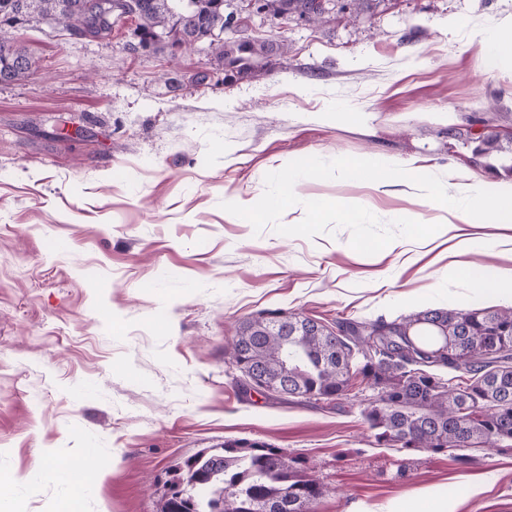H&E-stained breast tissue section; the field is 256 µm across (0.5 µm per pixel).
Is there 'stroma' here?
Masks as SVG:
<instances>
[{"label": "stroma", "instance_id": "1", "mask_svg": "<svg viewBox=\"0 0 512 512\" xmlns=\"http://www.w3.org/2000/svg\"><path fill=\"white\" fill-rule=\"evenodd\" d=\"M512 0H381L323 21L252 17L285 42L253 75L225 81L201 42L132 49L134 17L83 38L50 20L18 27L32 61L0 82V512H161L173 469L228 439L301 457L324 487L312 512H403L431 496L452 512H512V448L427 454L378 445L369 395L333 401L245 388L227 346L239 325L283 309L330 325L426 308H512L448 281L431 236L363 255L351 233L283 236L222 210L254 204L267 173L310 156H385L442 177L512 190V65L484 67ZM473 137H449V127ZM309 200L355 203L382 223H443L446 206L404 180L303 178ZM467 261L512 269L505 229L468 224ZM96 448L82 458L83 448ZM78 465L81 485L56 483Z\"/></svg>", "mask_w": 512, "mask_h": 512}]
</instances>
